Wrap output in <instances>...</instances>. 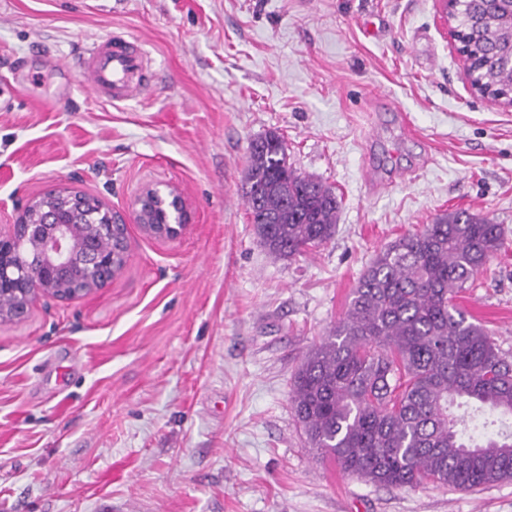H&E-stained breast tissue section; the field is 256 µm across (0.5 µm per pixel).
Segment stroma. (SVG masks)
<instances>
[{
	"mask_svg": "<svg viewBox=\"0 0 512 512\" xmlns=\"http://www.w3.org/2000/svg\"><path fill=\"white\" fill-rule=\"evenodd\" d=\"M114 32L152 60L135 101L47 64ZM271 130L340 200L290 260L241 190ZM152 185L184 199L177 240L129 224L120 277L0 324V512H512V481L366 482L290 408L375 253L443 212L502 229L459 303L512 357V106L471 93L437 0H0V227L51 187L127 213Z\"/></svg>",
	"mask_w": 512,
	"mask_h": 512,
	"instance_id": "35a3bbf8",
	"label": "stroma"
}]
</instances>
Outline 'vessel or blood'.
Masks as SVG:
<instances>
[{"label": "vessel or blood", "mask_w": 512, "mask_h": 512, "mask_svg": "<svg viewBox=\"0 0 512 512\" xmlns=\"http://www.w3.org/2000/svg\"><path fill=\"white\" fill-rule=\"evenodd\" d=\"M76 69L88 92L114 104L136 99L147 87L145 55L120 34L86 47Z\"/></svg>", "instance_id": "obj_1"}]
</instances>
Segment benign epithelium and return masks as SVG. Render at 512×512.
<instances>
[{"mask_svg": "<svg viewBox=\"0 0 512 512\" xmlns=\"http://www.w3.org/2000/svg\"><path fill=\"white\" fill-rule=\"evenodd\" d=\"M132 215L146 234L160 240H174L185 228L184 202L175 189L165 197L156 188L145 189ZM129 220L99 197L69 188L46 190L20 205L16 222L0 230V302L11 301L10 321L25 320L40 297L73 301L119 276L129 257ZM86 224L98 227L100 236L75 237V230ZM18 236L34 241L37 248L13 265L7 257ZM104 237L120 243L105 247ZM76 267L85 275L81 288L65 283Z\"/></svg>", "mask_w": 512, "mask_h": 512, "instance_id": "obj_1", "label": "benign epithelium"}]
</instances>
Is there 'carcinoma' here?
Returning a JSON list of instances; mask_svg holds the SVG:
<instances>
[{"label":"carcinoma","instance_id":"obj_1","mask_svg":"<svg viewBox=\"0 0 512 512\" xmlns=\"http://www.w3.org/2000/svg\"><path fill=\"white\" fill-rule=\"evenodd\" d=\"M497 18L495 0H459L456 28L472 81L506 102L512 69ZM242 191L274 258L318 248L336 233V193L297 173L275 132L250 144ZM501 245L500 225L456 210L376 253L343 319L294 374L292 409L310 447L396 488L474 490L512 480V431L493 430L512 417V360L455 303Z\"/></svg>","mask_w":512,"mask_h":512}]
</instances>
